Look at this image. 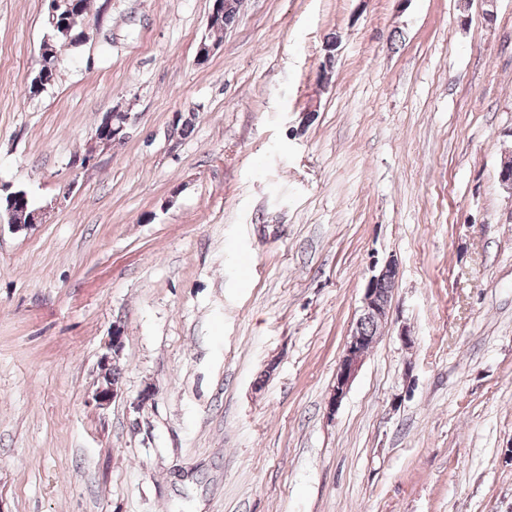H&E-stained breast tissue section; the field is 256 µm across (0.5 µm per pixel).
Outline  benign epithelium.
I'll return each mask as SVG.
<instances>
[{"mask_svg": "<svg viewBox=\"0 0 512 512\" xmlns=\"http://www.w3.org/2000/svg\"><path fill=\"white\" fill-rule=\"evenodd\" d=\"M101 122L103 126L107 127V133L101 137L98 135L93 137L84 155L88 163L94 159L97 147L101 145L108 146L129 137L128 123L114 124L112 113H105ZM397 278L398 266L393 259L386 260L379 267H372V274L366 282L361 299L359 316L344 344L342 355L336 367L334 393L331 400V408L333 409L340 404L368 352L369 337L364 335L363 325L378 324L381 326L388 322L393 289H387L385 285L388 283L396 284ZM99 367L98 386L95 389L93 400L97 406L107 407L117 395V386L107 384L104 381V377L112 368L109 354L106 353L101 356Z\"/></svg>", "mask_w": 512, "mask_h": 512, "instance_id": "benign-epithelium-1", "label": "benign epithelium"}]
</instances>
